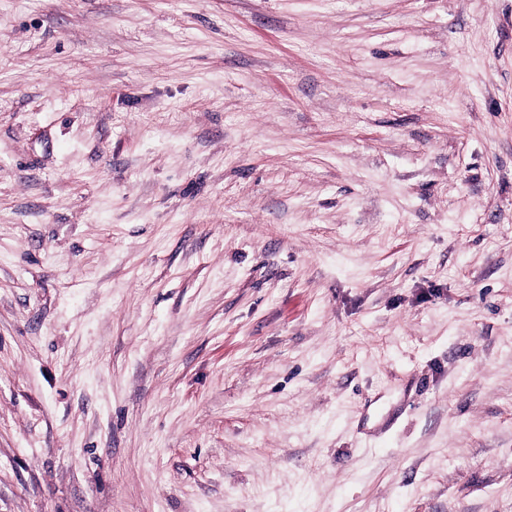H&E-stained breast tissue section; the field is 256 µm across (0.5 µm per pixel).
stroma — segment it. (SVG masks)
Wrapping results in <instances>:
<instances>
[{
  "instance_id": "1",
  "label": "stroma",
  "mask_w": 512,
  "mask_h": 512,
  "mask_svg": "<svg viewBox=\"0 0 512 512\" xmlns=\"http://www.w3.org/2000/svg\"><path fill=\"white\" fill-rule=\"evenodd\" d=\"M0 512H512V0H0Z\"/></svg>"
}]
</instances>
